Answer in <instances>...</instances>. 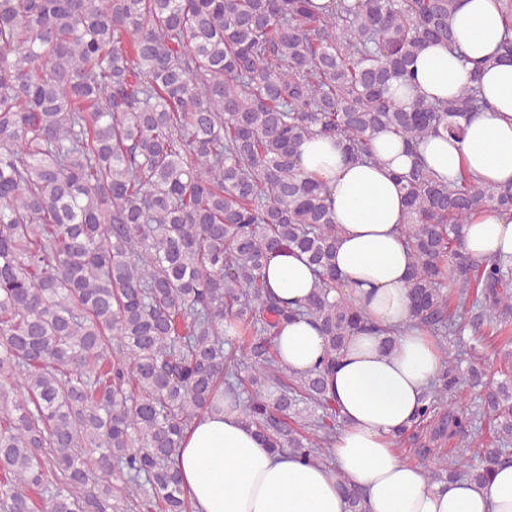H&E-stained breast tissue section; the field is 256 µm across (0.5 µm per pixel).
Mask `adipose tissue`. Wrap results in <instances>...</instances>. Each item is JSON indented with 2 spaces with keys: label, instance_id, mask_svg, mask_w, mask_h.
I'll list each match as a JSON object with an SVG mask.
<instances>
[{
  "label": "adipose tissue",
  "instance_id": "ef3b65f1",
  "mask_svg": "<svg viewBox=\"0 0 512 512\" xmlns=\"http://www.w3.org/2000/svg\"><path fill=\"white\" fill-rule=\"evenodd\" d=\"M451 23L455 44L427 45L414 63L416 84L396 98L406 104L452 97L479 68L490 111L458 118L460 139L431 137L420 152L445 181L467 174L481 184H512V59L500 51L512 31L500 0H459ZM299 153L302 172L330 190L343 295L378 326L396 330L397 344L388 351L381 336L352 337L329 375L328 392L343 419L331 462L273 452L239 406L196 419L176 458L195 512H348L336 489L341 480L364 489L370 512H512V466L495 469L483 483L432 484L394 444L442 361L435 339L412 315L406 288L409 258L400 227L408 214L397 176L408 171L411 157L392 135L374 140L369 159L350 158L342 143L316 135ZM464 243L476 258L512 255V211L472 215ZM266 275L270 290L288 300L305 299L318 286L304 259L288 250L272 255ZM276 350L280 364L305 372L323 356L324 339L301 317L282 329Z\"/></svg>",
  "mask_w": 512,
  "mask_h": 512
}]
</instances>
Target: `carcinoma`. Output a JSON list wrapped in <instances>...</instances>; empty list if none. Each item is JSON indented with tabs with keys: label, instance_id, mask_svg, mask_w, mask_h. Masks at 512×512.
Masks as SVG:
<instances>
[{
	"label": "carcinoma",
	"instance_id": "obj_1",
	"mask_svg": "<svg viewBox=\"0 0 512 512\" xmlns=\"http://www.w3.org/2000/svg\"><path fill=\"white\" fill-rule=\"evenodd\" d=\"M457 0H0V512H192L175 466L184 431L227 394L275 452L326 462L339 423L327 377L374 331L341 285L324 185L297 166L317 131L372 158L450 116L488 108L475 82L411 106L393 83L431 42L453 43ZM413 316L444 352L398 441L424 439L431 482L512 463V256L475 259L464 226L512 209V187L448 184L422 161L399 176ZM304 255L321 286L295 307L265 281ZM314 319L305 373L274 340ZM480 390L478 410L455 397ZM455 443L446 455L445 442ZM349 512L364 490L342 485Z\"/></svg>",
	"mask_w": 512,
	"mask_h": 512
}]
</instances>
